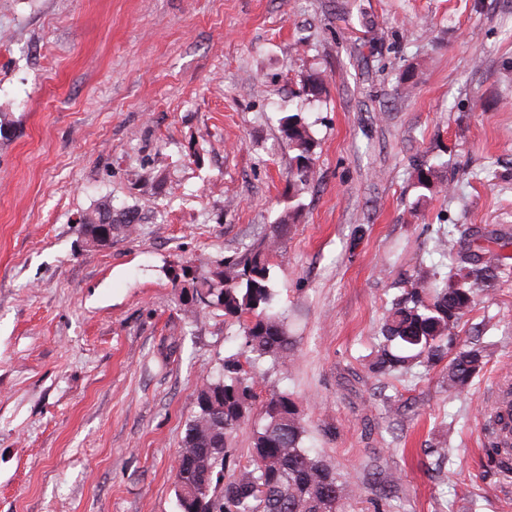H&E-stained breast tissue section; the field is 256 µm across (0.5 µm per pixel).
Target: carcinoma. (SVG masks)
<instances>
[{"label": "carcinoma", "instance_id": "carcinoma-1", "mask_svg": "<svg viewBox=\"0 0 512 512\" xmlns=\"http://www.w3.org/2000/svg\"><path fill=\"white\" fill-rule=\"evenodd\" d=\"M304 91L314 101L323 79L311 73ZM282 138L293 152L288 187L297 197L315 177V138L300 112L278 119ZM419 199L448 192L434 167L415 166ZM300 204L288 207L241 255L224 259V266L192 279L188 307L210 308L234 320L241 331V351L224 358L218 373L195 392L196 411L186 423L176 462L175 480L180 512H341L346 480L304 445L305 426L293 396L273 391L254 413L258 388L264 382L257 365L268 359L282 366L292 350L284 320L275 311L276 297L270 259L296 223ZM87 244L112 241V216L96 208L81 220ZM468 246L452 237L441 241L451 259L449 273L412 268L404 273L406 287L396 296L380 329L370 372L380 378L414 375L417 366L431 368L443 361L448 392L462 395L482 375L488 354L478 342L461 341V323L480 301L512 273L507 250L512 232L488 236L468 231ZM245 361H240V357ZM254 421L246 464L235 463L232 447L240 427ZM500 474L512 473V453L487 449Z\"/></svg>", "mask_w": 512, "mask_h": 512}]
</instances>
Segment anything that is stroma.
<instances>
[{
  "label": "stroma",
  "mask_w": 512,
  "mask_h": 512,
  "mask_svg": "<svg viewBox=\"0 0 512 512\" xmlns=\"http://www.w3.org/2000/svg\"><path fill=\"white\" fill-rule=\"evenodd\" d=\"M284 112L316 176L273 258L294 351L266 389L293 394L346 512H512L482 451L512 279L463 328L490 352L468 393L440 366L368 372L405 269L512 230V0H0V512H178L194 392L240 346L221 313L185 316L183 269L290 206ZM422 159L447 194L419 200ZM97 206L132 231L88 247Z\"/></svg>",
  "instance_id": "stroma-1"
}]
</instances>
